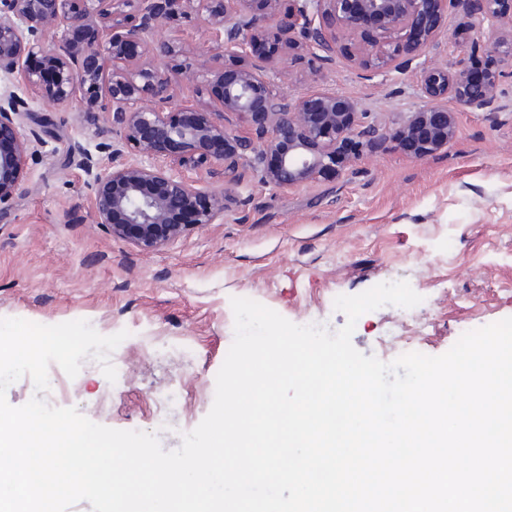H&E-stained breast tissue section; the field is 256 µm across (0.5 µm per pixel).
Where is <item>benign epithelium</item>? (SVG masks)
I'll return each instance as SVG.
<instances>
[{
	"instance_id": "obj_1",
	"label": "benign epithelium",
	"mask_w": 512,
	"mask_h": 512,
	"mask_svg": "<svg viewBox=\"0 0 512 512\" xmlns=\"http://www.w3.org/2000/svg\"><path fill=\"white\" fill-rule=\"evenodd\" d=\"M131 1L134 12L121 9ZM460 2L496 34L499 63L512 68V0H0V74L38 99L106 111L111 140L102 148L110 164L102 168L90 154L81 160L93 180V218L152 253L190 225L224 217V198L240 186L244 166L264 184L291 190L390 138L418 159L448 146L457 133L450 102L502 111L500 71L426 66L404 56L439 45L448 8ZM191 10L207 14L206 31L224 56L222 68L201 56L194 70L221 95L215 108H182L188 120L176 122L169 108L185 71L151 63L176 53L154 35ZM269 23L295 57L326 63L343 51L367 71L415 72L425 105L391 128L368 122L357 101L326 87L292 98L275 86L289 73L259 53ZM26 109L25 100L0 87V204L25 189L26 157L40 142L22 126ZM206 164L209 175L224 177L223 192L174 171ZM199 202L192 224L172 221Z\"/></svg>"
}]
</instances>
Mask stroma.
Listing matches in <instances>:
<instances>
[{"instance_id": "stroma-1", "label": "stroma", "mask_w": 512, "mask_h": 512, "mask_svg": "<svg viewBox=\"0 0 512 512\" xmlns=\"http://www.w3.org/2000/svg\"><path fill=\"white\" fill-rule=\"evenodd\" d=\"M204 14L192 11L159 31L180 49L217 54ZM463 7L449 11L447 43L422 51L427 65L496 64L492 38ZM478 42L475 54L453 42ZM289 69L298 98L318 85L355 99L371 122L392 126L422 107L414 73L374 75L344 54L324 63L288 56L275 37L261 47ZM501 111L457 115L447 147L422 159L395 143L364 150L341 174L290 191L264 185L251 169L227 200L223 221L193 227L166 248L144 253L94 223L92 190L79 166L101 152L108 115L78 113L29 100L27 125L44 142L26 159L25 189L0 206V318L43 325L85 320L104 336L127 331L109 355L108 381L94 357L83 359L62 407L100 425L155 434L164 450L210 411L216 375L235 337L231 300L246 297L297 325L319 318L335 332L347 317L340 295L405 281L430 298L416 312L424 354L446 353L463 331L512 317V71L499 79ZM403 310L385 305L361 315L351 342L390 362L410 352ZM177 406L160 408L169 393ZM165 425H158V415Z\"/></svg>"}]
</instances>
